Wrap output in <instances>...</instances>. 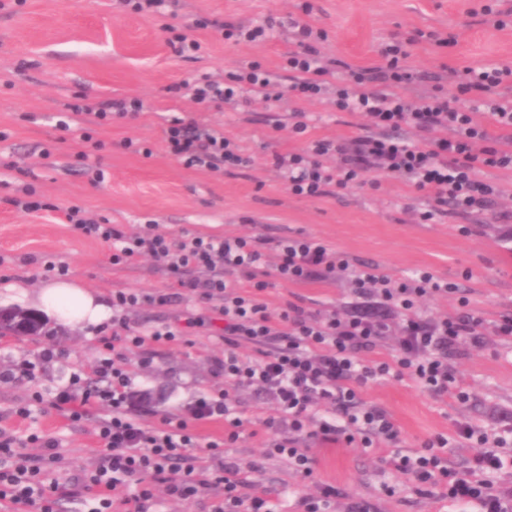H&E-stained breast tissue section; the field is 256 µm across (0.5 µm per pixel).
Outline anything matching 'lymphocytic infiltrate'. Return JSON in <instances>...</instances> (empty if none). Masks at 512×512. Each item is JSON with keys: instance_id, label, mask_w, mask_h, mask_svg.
I'll return each instance as SVG.
<instances>
[{"instance_id": "lymphocytic-infiltrate-1", "label": "lymphocytic infiltrate", "mask_w": 512, "mask_h": 512, "mask_svg": "<svg viewBox=\"0 0 512 512\" xmlns=\"http://www.w3.org/2000/svg\"><path fill=\"white\" fill-rule=\"evenodd\" d=\"M290 26L295 38L285 57L290 91L311 99L325 91L328 77H337L332 99L336 110L361 112L368 120L363 134L334 140L308 139L307 123L295 122L292 131L304 138V146L273 156L290 193L319 199L336 188L395 177L428 199L430 208L422 214L426 221L483 212L495 203L499 190L484 173L512 171V99L494 95L496 89L512 87V62L455 70L451 94L444 92L442 76L433 75L432 91L411 99L404 90L421 74L407 66V47L426 39L448 45L441 33L419 30L408 40H390L378 51L380 65L364 68L339 59L322 61L319 45L326 33L297 20ZM279 87L272 71L252 61L224 81L204 78L191 90L197 102L217 104L245 88L265 100L277 99ZM164 134L169 153L186 167L218 171L247 163L223 130L174 115ZM66 219L80 235L111 244L113 264L151 257L186 294L217 302L224 317V355L213 359L214 375L233 383L235 390L258 388L274 401L276 414L265 422L273 435L271 445L305 476L313 472L307 439L342 440L362 448L398 440L400 430L392 416L363 407L361 393L369 383L408 378L432 394H453L448 360L463 342L476 337L482 323L469 311L444 318L418 311L422 298L457 291L456 285L431 271L397 282L379 266L352 267L344 255L311 236L275 240L277 262L272 265L259 237L176 238L155 224L142 225L130 235L119 224L89 222L75 209ZM344 272L352 278L354 296L376 301L381 313L344 316L332 310L316 317L290 303L275 314L262 297L275 279L300 284ZM173 299L165 291L144 296L113 292L112 333L93 379L73 374L54 397L36 399L41 412L65 408L73 422L98 415V464L75 484L59 483L50 477L63 462L55 438L32 434L24 440L0 429L1 505H11L13 512L24 507L61 512L64 500L90 493L97 502L95 512H112L116 504L122 512H142L161 486L178 498L216 489L218 501L212 512H272L265 498L244 494L245 482L237 469L212 466L217 448L235 440L243 424L233 392L202 399L188 414L164 416L157 425L132 410L135 390L126 367L129 356L168 345L178 335L167 326L141 331L130 324L128 314L141 303L166 307ZM388 336L397 339L388 357L365 364L362 353ZM243 341L256 345V355L238 354ZM323 406L331 408V415H320ZM192 418L223 421V437L203 440L189 426ZM458 436L479 446L464 471L449 469L442 453L446 442L440 437L412 454L393 452L387 463L417 483L444 486L449 499L476 505L480 512H512V494L495 489L491 479L493 473L512 469V458L502 457L472 426H459ZM30 442L39 444L42 454L26 453ZM121 484L128 492L113 502L112 494Z\"/></svg>"}]
</instances>
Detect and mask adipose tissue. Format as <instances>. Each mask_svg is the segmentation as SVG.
Here are the masks:
<instances>
[{"label":"adipose tissue","instance_id":"adipose-tissue-1","mask_svg":"<svg viewBox=\"0 0 512 512\" xmlns=\"http://www.w3.org/2000/svg\"><path fill=\"white\" fill-rule=\"evenodd\" d=\"M15 300H31L57 322L69 325L97 326L112 316V308L99 294L82 284L67 279H55L27 293L24 286L13 288Z\"/></svg>","mask_w":512,"mask_h":512}]
</instances>
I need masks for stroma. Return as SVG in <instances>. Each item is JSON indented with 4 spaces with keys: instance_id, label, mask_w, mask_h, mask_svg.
<instances>
[{
    "instance_id": "obj_1",
    "label": "stroma",
    "mask_w": 512,
    "mask_h": 512,
    "mask_svg": "<svg viewBox=\"0 0 512 512\" xmlns=\"http://www.w3.org/2000/svg\"><path fill=\"white\" fill-rule=\"evenodd\" d=\"M303 1L178 0L172 12L154 16L133 12L125 0H0V293L15 283L38 288L50 278L44 270L48 261L67 266L68 277L107 297L116 289L147 294L171 287L170 274L153 260L113 265L109 244L73 232L65 215L75 207L82 217L122 224L131 233L156 224L176 237L200 231L269 239L309 235L350 263H373L398 279L430 270L457 284L459 292L424 299L421 310L449 315L464 296L483 319L479 338L465 342L450 362L469 400L425 392L407 378L370 384L362 397L395 419L399 450L413 452L441 435L448 439L449 467L464 468L478 447L458 438L460 423L492 439L512 425V343L494 334L501 317L512 315V223L493 221L494 211H512V172H489L502 189L494 211L464 219L421 221L417 193L394 178L375 188L338 189L309 200L289 193L271 165L274 152L302 145L291 132L293 113H305L316 138L361 133L362 114L339 112L328 100H305L288 91L277 101L215 107L194 102L188 85L203 75L223 79L250 61L282 72L289 48L285 34L267 42H234L221 35L223 24L305 18L327 32L324 56L359 67L379 65L378 49L392 34L459 33L458 42L447 47L411 46L413 68L438 72L512 61V23L501 29L471 16L481 0H311L314 10L308 15L301 10ZM199 17L211 20V27L193 28ZM177 32L197 39L200 50L177 54L171 44ZM130 98L142 101V111L90 124L91 141L58 126L69 105L95 108ZM176 113L223 128L249 165L230 174L183 166L164 141L166 121ZM130 140L135 149H127ZM95 167L104 171V181H94ZM25 201L38 203V210H22ZM463 224L472 227V235L461 234ZM264 299L275 311L297 300L313 313L354 308L344 281L278 282ZM129 320L144 331L166 325L184 330L177 344L129 357L137 391L133 408L146 419L159 421L165 412L224 389L223 380L210 372L211 357L224 353L212 305L188 297L163 308L144 304ZM111 330L108 323L86 328L50 320L37 336L0 335V373L16 375L0 382V426L20 438L42 432L58 439L64 463L57 477L67 485L98 461L95 420L75 424L61 412L36 408L22 419L15 411L29 406L34 392L47 394L66 386L75 373L91 374L103 353L100 338ZM47 343L64 349V356L37 365L34 377H27L25 364ZM236 396L243 425L222 460L248 479L246 494L268 498L279 512H304L303 499L319 496L326 486L335 487L337 495L324 512H347L352 504L369 512H460L440 494H418L414 483L382 464L374 450L342 441L310 440L314 473L296 474L285 458L268 453L270 433L262 421L273 415L272 401L251 389ZM387 484L392 493L384 492Z\"/></svg>"
}]
</instances>
